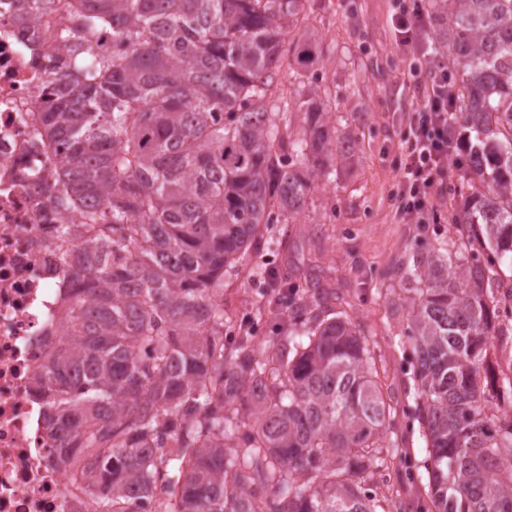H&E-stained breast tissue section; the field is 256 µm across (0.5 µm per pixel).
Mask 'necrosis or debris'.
Instances as JSON below:
<instances>
[{"mask_svg": "<svg viewBox=\"0 0 512 512\" xmlns=\"http://www.w3.org/2000/svg\"><path fill=\"white\" fill-rule=\"evenodd\" d=\"M26 0H0V512H91L73 469L58 465L47 371L74 297L56 209L34 184L58 159L42 146L39 71Z\"/></svg>", "mask_w": 512, "mask_h": 512, "instance_id": "obj_1", "label": "necrosis or debris"}]
</instances>
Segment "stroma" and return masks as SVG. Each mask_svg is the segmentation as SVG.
Returning <instances> with one entry per match:
<instances>
[{
    "mask_svg": "<svg viewBox=\"0 0 512 512\" xmlns=\"http://www.w3.org/2000/svg\"><path fill=\"white\" fill-rule=\"evenodd\" d=\"M395 8V0H306L291 36L315 38L321 56L301 77L294 55L284 52L272 93L297 101L319 87L335 127L332 141L349 143V158L329 181L316 182L295 223L270 225L257 242V259L225 273L224 324L235 339L240 323L251 320L252 344L275 350L290 320L270 306L264 269H276L286 288L318 276L336 297L334 312L367 339L373 378L390 413L382 440L387 454L366 473V484L376 497L395 502L397 512H429L428 440L417 418L400 276L418 251L448 240L463 199L451 190L435 198L440 224H406L396 213L393 144L418 99L403 83Z\"/></svg>",
    "mask_w": 512,
    "mask_h": 512,
    "instance_id": "1",
    "label": "stroma"
}]
</instances>
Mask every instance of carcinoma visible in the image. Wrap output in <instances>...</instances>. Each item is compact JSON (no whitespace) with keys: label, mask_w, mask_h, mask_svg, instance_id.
Segmentation results:
<instances>
[{"label":"carcinoma","mask_w":512,"mask_h":512,"mask_svg":"<svg viewBox=\"0 0 512 512\" xmlns=\"http://www.w3.org/2000/svg\"><path fill=\"white\" fill-rule=\"evenodd\" d=\"M304 0H69L75 33L37 36L49 80L41 124L59 169L44 190L81 216L49 381L59 460L80 470L92 512H143L166 482L171 512H378L361 484L386 430L357 325L327 309L319 283L288 291L299 336L272 354L224 344V272L268 224L302 210L332 163L317 91L297 106L269 91ZM448 58L455 112L476 141L461 164L466 206L445 248L417 254L409 293L420 415L437 512H512V413L486 374L512 267V0H426ZM112 53H78L99 25ZM317 60L315 40L295 46ZM249 430L235 443L230 415Z\"/></svg>","instance_id":"cac0c4a2"}]
</instances>
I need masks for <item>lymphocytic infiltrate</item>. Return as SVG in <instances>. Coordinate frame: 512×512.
<instances>
[{"label": "lymphocytic infiltrate", "instance_id": "lymphocytic-infiltrate-1", "mask_svg": "<svg viewBox=\"0 0 512 512\" xmlns=\"http://www.w3.org/2000/svg\"><path fill=\"white\" fill-rule=\"evenodd\" d=\"M399 43L421 50L429 36L430 21L420 6H399L393 18ZM406 85L424 88L415 112L409 113V131L395 143L398 215L414 224H434L438 217L433 199L452 179L451 165L466 151L463 136H449L448 116L453 112V91L448 68L433 60L427 66L410 63Z\"/></svg>", "mask_w": 512, "mask_h": 512}]
</instances>
